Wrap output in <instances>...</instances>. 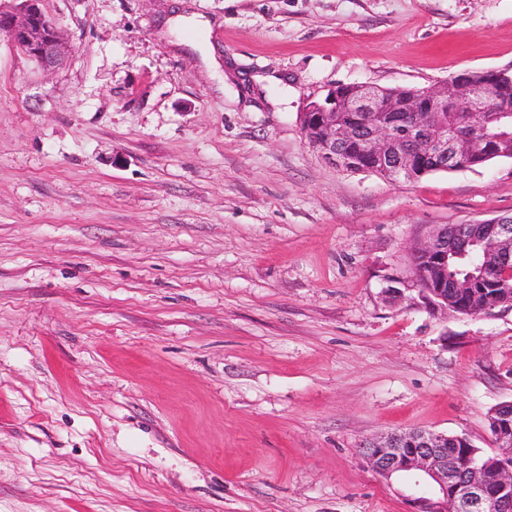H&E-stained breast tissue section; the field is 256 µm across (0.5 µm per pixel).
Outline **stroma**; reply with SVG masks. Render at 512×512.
Returning <instances> with one entry per match:
<instances>
[{"mask_svg":"<svg viewBox=\"0 0 512 512\" xmlns=\"http://www.w3.org/2000/svg\"><path fill=\"white\" fill-rule=\"evenodd\" d=\"M43 7L58 65L0 38V512H408L365 440L493 452L512 307L434 308L412 251L512 216V159L395 182L299 119L512 68V0Z\"/></svg>","mask_w":512,"mask_h":512,"instance_id":"35a3bbf8","label":"stroma"}]
</instances>
